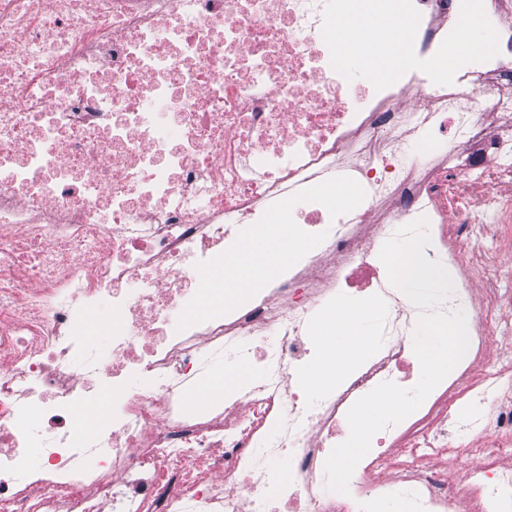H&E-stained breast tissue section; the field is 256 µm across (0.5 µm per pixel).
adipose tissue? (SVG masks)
<instances>
[{
    "mask_svg": "<svg viewBox=\"0 0 512 512\" xmlns=\"http://www.w3.org/2000/svg\"><path fill=\"white\" fill-rule=\"evenodd\" d=\"M277 228L278 234L273 238L267 232H260L258 239L251 241L239 258L225 268V278L242 283L251 277L255 267L267 265L270 255L289 258L296 249L291 229L283 222L278 223ZM380 312L379 301L372 300L361 306L331 311L317 323L314 334L324 356L307 374L310 392L317 393L333 386L359 358L367 354L374 339L366 334L365 326Z\"/></svg>",
    "mask_w": 512,
    "mask_h": 512,
    "instance_id": "1",
    "label": "adipose tissue"
}]
</instances>
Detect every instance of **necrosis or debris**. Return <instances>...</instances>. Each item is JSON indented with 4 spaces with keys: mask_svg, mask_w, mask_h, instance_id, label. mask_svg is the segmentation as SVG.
<instances>
[{
    "mask_svg": "<svg viewBox=\"0 0 512 512\" xmlns=\"http://www.w3.org/2000/svg\"><path fill=\"white\" fill-rule=\"evenodd\" d=\"M413 3L426 59L461 0ZM325 4L0 0V512H512V404L472 363L381 431L348 494L324 468L360 397L412 385L419 311L373 263L401 227L427 218L431 256L458 269L447 307L471 317L474 360L512 332L511 294L473 301L499 292L474 240L512 222V27L452 84L411 70L378 91L332 68ZM449 121L454 142L401 150ZM468 166L476 177L449 185ZM340 178L359 205L312 212L295 227L308 250L257 270L225 311L218 273L244 226ZM355 294L388 302L382 341L308 398V324ZM103 303L102 340L78 337ZM254 356L259 374L188 410L203 380ZM463 399L481 407L474 464L452 479Z\"/></svg>",
    "mask_w": 512,
    "mask_h": 512,
    "instance_id": "1",
    "label": "necrosis or debris"
}]
</instances>
